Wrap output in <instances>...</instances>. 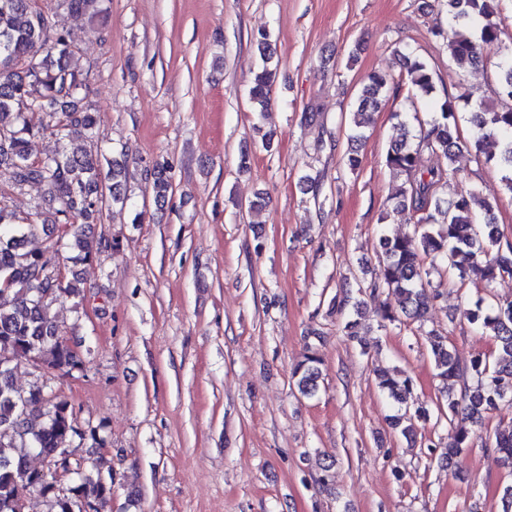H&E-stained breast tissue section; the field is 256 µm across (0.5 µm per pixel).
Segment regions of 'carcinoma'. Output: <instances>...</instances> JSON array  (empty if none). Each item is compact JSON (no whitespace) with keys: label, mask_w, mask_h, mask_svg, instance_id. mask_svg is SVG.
<instances>
[{"label":"carcinoma","mask_w":512,"mask_h":512,"mask_svg":"<svg viewBox=\"0 0 512 512\" xmlns=\"http://www.w3.org/2000/svg\"><path fill=\"white\" fill-rule=\"evenodd\" d=\"M70 13L87 20L93 31L103 13L102 0H57ZM448 13V26H436L434 37L446 43L459 65L484 62L483 49L500 44L508 35L495 19L496 0H442ZM262 65L254 72L248 90L253 111L266 110L275 75L272 60L275 47L268 33L256 38ZM403 73L399 78L374 70L362 82L348 118V139L362 143L373 113L398 97L408 85L419 97L435 90V75L421 57L397 51ZM500 72L497 89L499 105L487 106L472 99L464 88L449 94L431 119L413 129L407 114L394 113L402 127V137L387 150L385 165L402 178L390 201L392 210L405 217L408 230L390 236L380 231L377 268L366 280L353 274L330 299L331 309L345 316V335L360 336L365 297L386 295L382 319L391 324L422 323L428 308L440 298L431 276L447 278L450 285H464L467 268L483 265L484 277L492 282L512 277V243L501 244V234L492 219L494 206L476 194H446L456 170L451 166L455 152L463 147L475 151V159L494 163L502 171L505 191L512 195V57L496 62ZM86 88L77 66L76 52L66 34L56 30L48 8L38 0H0V166L11 169L16 188L44 185L57 208L49 216L37 210L25 216L0 205V356L9 359L30 357L43 371L64 378L83 367V361L64 340L59 325L50 313V303L78 297L83 289L73 269L75 264L94 261L116 243L95 234L103 207L97 203L101 190L109 200L124 205L127 197L121 181L125 172L124 154L109 158L92 146L97 113L79 104ZM471 108L470 140L463 141L458 129L455 103ZM41 110L44 116L33 124L26 112ZM49 134L61 144L76 138L88 143L71 152L63 149L52 156L35 158L30 140ZM488 140H498L500 153L484 149ZM441 158L425 169L419 165L422 152ZM155 200L161 202L172 190L170 170L158 162L149 171ZM304 193L321 205L320 178L301 177ZM65 226L56 242L69 249L71 266L58 280L39 282L37 271L50 272L42 253L29 248L39 230ZM463 316L477 331L493 337L494 349L475 356L462 368L453 356L448 337L429 332L426 340L437 376L447 391L436 404V420L448 422L453 436L441 454L448 470L460 469L461 455L471 447L475 426L484 425L485 416L498 402L512 398V300L501 302L486 293L468 304ZM17 366L9 363L0 369V512H24L29 493L44 498L47 512H84L86 503L103 509L112 497V475L92 473L81 461H73L75 472L66 492L56 489V481L46 467L28 465L30 455L42 462L55 458L64 445L89 438L101 446L98 429L82 427L71 404L58 394L47 396L45 384L36 379L27 388L16 385ZM322 377L321 362L312 348L292 372L298 391L315 395ZM460 382V393L454 384ZM380 392L397 406L391 425L411 445L417 444L415 421L430 419L425 408L410 409L414 389L411 377L394 376L387 371L376 374ZM485 447L493 459L512 467V424L496 426L488 434Z\"/></svg>","instance_id":"cac0c4a2"}]
</instances>
